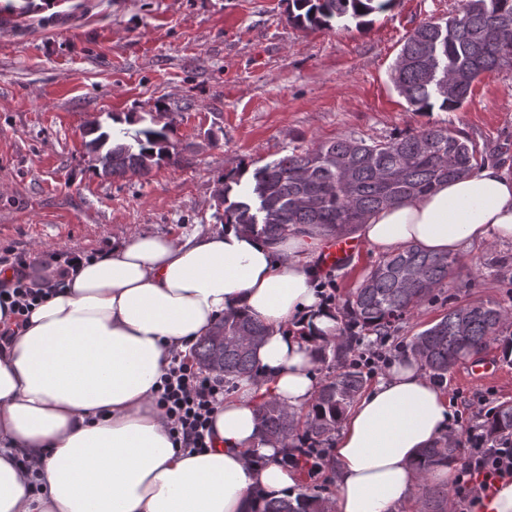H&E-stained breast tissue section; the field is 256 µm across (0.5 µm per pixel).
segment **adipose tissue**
<instances>
[{
    "label": "adipose tissue",
    "mask_w": 512,
    "mask_h": 512,
    "mask_svg": "<svg viewBox=\"0 0 512 512\" xmlns=\"http://www.w3.org/2000/svg\"><path fill=\"white\" fill-rule=\"evenodd\" d=\"M386 253L414 243L462 256L482 241H512V175L494 163L412 202L370 213L359 229ZM310 229L276 241L233 225L181 238H113L66 287L16 324L0 345V512H257L296 496L281 444L257 416L266 398L309 409L335 312L315 289ZM267 330L257 378H240L213 418V446L174 447L154 389L174 353H188L224 313ZM454 412L411 356L353 404L332 448L329 512H399L419 480L423 448L451 431ZM36 462L38 475L22 466Z\"/></svg>",
    "instance_id": "1"
}]
</instances>
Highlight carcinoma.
I'll return each instance as SVG.
<instances>
[{"instance_id":"cac0c4a2","label":"carcinoma","mask_w":512,"mask_h":512,"mask_svg":"<svg viewBox=\"0 0 512 512\" xmlns=\"http://www.w3.org/2000/svg\"><path fill=\"white\" fill-rule=\"evenodd\" d=\"M392 0H288V21L303 28H325L352 18L357 26L386 9ZM459 14L445 21L419 23L403 43L391 81L413 112L455 111L467 100L478 77L512 66V0H462ZM87 152L97 155L106 175L145 176L163 162L176 163L167 126L125 129L118 134L98 121L82 133ZM477 165L474 146L446 126H427L368 142L343 137L313 148H295L255 168L240 188L244 167L224 176L216 193L223 223L277 240L317 227L326 235L355 233L365 217L379 209L407 203L438 184L469 174ZM457 259L431 254L414 244L400 245L384 257L343 304L346 340L320 349L319 359L336 362L338 371L321 384L304 421L280 403L258 408L264 433L280 442L333 440L336 429L367 382L351 358L354 344L369 335L384 340L421 304L436 298L453 274ZM512 321V313L484 302L453 305L420 332L411 354L438 384L461 359L480 353ZM265 336L247 315L224 316L201 339L195 361L228 380L254 377L253 350ZM487 438L512 436V405L498 406L485 425ZM457 460V445L443 438L423 449L417 462L422 492L420 512H448V490L428 483L441 464ZM324 498L304 492L293 499L270 500L259 512H326Z\"/></svg>"}]
</instances>
